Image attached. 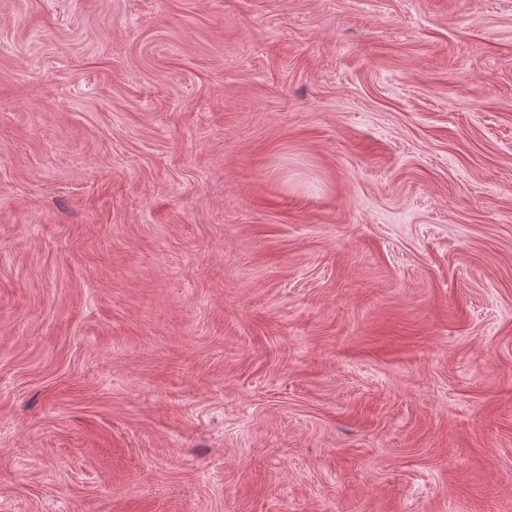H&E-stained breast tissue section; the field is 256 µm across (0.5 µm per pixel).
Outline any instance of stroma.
Instances as JSON below:
<instances>
[{
    "label": "stroma",
    "instance_id": "stroma-1",
    "mask_svg": "<svg viewBox=\"0 0 512 512\" xmlns=\"http://www.w3.org/2000/svg\"><path fill=\"white\" fill-rule=\"evenodd\" d=\"M0 512H512V0H0Z\"/></svg>",
    "mask_w": 512,
    "mask_h": 512
}]
</instances>
